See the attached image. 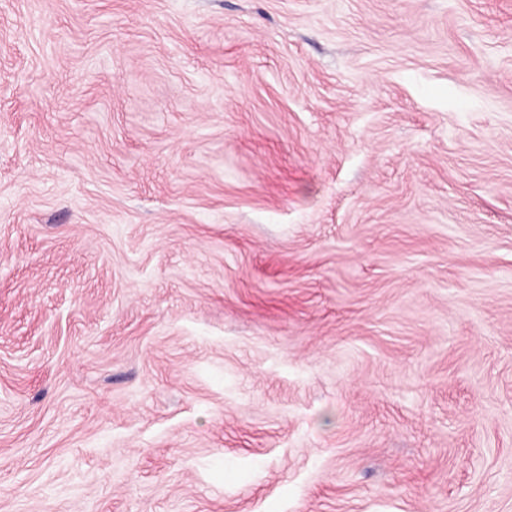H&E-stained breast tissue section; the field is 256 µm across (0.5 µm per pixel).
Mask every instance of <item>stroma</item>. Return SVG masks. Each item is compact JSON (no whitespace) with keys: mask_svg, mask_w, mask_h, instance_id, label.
Segmentation results:
<instances>
[{"mask_svg":"<svg viewBox=\"0 0 512 512\" xmlns=\"http://www.w3.org/2000/svg\"><path fill=\"white\" fill-rule=\"evenodd\" d=\"M0 512H512V0H0Z\"/></svg>","mask_w":512,"mask_h":512,"instance_id":"stroma-1","label":"stroma"}]
</instances>
